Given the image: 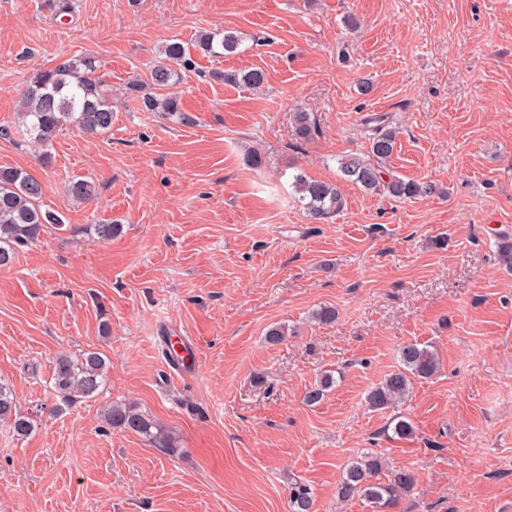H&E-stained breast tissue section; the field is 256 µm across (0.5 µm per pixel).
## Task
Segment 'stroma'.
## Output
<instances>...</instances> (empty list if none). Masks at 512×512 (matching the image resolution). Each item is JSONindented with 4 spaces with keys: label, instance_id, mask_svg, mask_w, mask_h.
Segmentation results:
<instances>
[{
    "label": "stroma",
    "instance_id": "35a3bbf8",
    "mask_svg": "<svg viewBox=\"0 0 512 512\" xmlns=\"http://www.w3.org/2000/svg\"><path fill=\"white\" fill-rule=\"evenodd\" d=\"M202 30L242 44L196 56L179 86L188 122L127 96L165 43ZM82 55L112 128L63 129L39 161L14 131L21 93ZM253 68L262 89L211 77ZM300 111L318 128L303 143ZM375 114L398 130L386 169L442 194L340 181ZM0 166L36 178L64 222L0 268V381L34 423L23 438L0 423V512H288L296 480L317 512H373L337 497L366 451L416 476L393 512H512V268L497 249L512 236V0H0ZM298 167L339 186L332 222L307 218ZM75 179L91 202L69 196ZM113 220L120 235L90 238ZM323 305L335 322H312ZM412 342L437 351L438 373L369 410ZM85 351L106 359V387L59 406L54 360ZM327 372L336 386L306 404ZM115 401L176 452L109 427ZM399 418L413 437L394 434Z\"/></svg>",
    "mask_w": 512,
    "mask_h": 512
}]
</instances>
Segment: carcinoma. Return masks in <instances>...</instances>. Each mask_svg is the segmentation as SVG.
I'll list each match as a JSON object with an SVG mask.
<instances>
[{"label": "carcinoma", "mask_w": 512, "mask_h": 512, "mask_svg": "<svg viewBox=\"0 0 512 512\" xmlns=\"http://www.w3.org/2000/svg\"><path fill=\"white\" fill-rule=\"evenodd\" d=\"M240 40L234 33L218 36L205 31L196 38V47L205 55L229 57L238 53ZM196 63L187 47L178 41L167 43L162 58L149 72L146 81L131 82L127 95L141 94L142 107L148 112H161L167 117L187 119L181 108L176 87ZM95 61L90 57H62L51 68L36 72L22 94L19 108L22 134L34 147L47 151L59 131L74 126L88 135H98L112 129L114 111L112 98L101 92L94 73ZM212 77L233 85L258 89L265 82L259 69L247 72L215 71ZM388 116L374 115L364 124L373 125L369 151L365 155L348 154L338 161L340 178L371 193H382L398 199H421L436 192L430 183L404 180L384 171L385 161L395 147L396 130L386 124ZM315 134V125L307 112L293 116V135L305 142ZM291 186L303 202L311 220L318 224L329 221L345 205L338 186L315 180L301 169H296ZM71 196L89 200L94 186L86 180L72 181L68 185ZM41 183L22 170L0 166V267L9 265L17 248L27 246L45 231L46 225L63 227L60 217L43 212L40 199ZM399 368L387 374L366 395V404L373 410L394 407L411 394L412 380L434 376L440 368L437 352L417 342L402 345L398 351ZM107 374L106 360L97 352L89 351L78 358L68 355L57 357L52 374L56 395L64 404L76 398H94L103 392ZM335 383L332 374L325 373L305 394L306 403L320 402ZM105 421L113 428L143 437L155 448H175L170 433L149 414L127 402H113L104 409ZM0 420L11 421L13 433L18 437L29 435L34 428L29 417L16 411L14 392L0 381ZM383 460L373 453H364L343 468L338 497L349 501L359 497L371 504L374 512H387L399 499L411 493L416 484L409 470L392 473L387 482L375 480L382 469ZM289 512H315V496L305 483L297 482L288 494Z\"/></svg>", "instance_id": "carcinoma-1"}]
</instances>
